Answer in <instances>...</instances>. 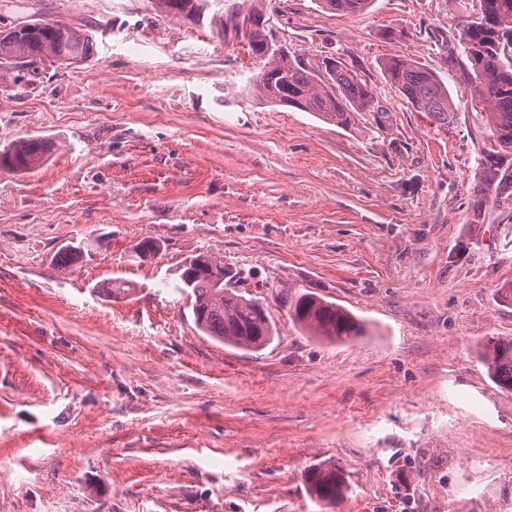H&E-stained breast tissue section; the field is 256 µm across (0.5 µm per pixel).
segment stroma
I'll list each match as a JSON object with an SVG mask.
<instances>
[{"label": "stroma", "instance_id": "35a3bbf8", "mask_svg": "<svg viewBox=\"0 0 512 512\" xmlns=\"http://www.w3.org/2000/svg\"><path fill=\"white\" fill-rule=\"evenodd\" d=\"M314 64L355 70L385 114L342 127L248 95L258 70L202 20L154 0H0V23L87 29L84 63L0 94V151L54 143L38 170L0 169V512H320L304 472L342 465L337 512H512V391L478 357L512 337V215L472 223L487 113L458 40L465 0H234ZM419 61L456 111L435 129L382 68ZM151 259H133L144 239ZM69 245L81 257L58 268ZM224 262L265 305L247 353L195 326L184 260ZM134 285L124 299L102 284ZM314 292L365 336L303 335L281 297ZM318 2L326 9L344 15L360 16L367 11L371 0H320Z\"/></svg>", "mask_w": 512, "mask_h": 512}]
</instances>
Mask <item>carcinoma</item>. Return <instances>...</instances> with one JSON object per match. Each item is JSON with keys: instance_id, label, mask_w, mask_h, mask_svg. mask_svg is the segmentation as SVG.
<instances>
[{"instance_id": "carcinoma-1", "label": "carcinoma", "mask_w": 512, "mask_h": 512, "mask_svg": "<svg viewBox=\"0 0 512 512\" xmlns=\"http://www.w3.org/2000/svg\"><path fill=\"white\" fill-rule=\"evenodd\" d=\"M371 0H320L323 7L344 15L364 14ZM474 18L458 23L459 41L471 64L465 78L472 88L471 102L487 111L489 133L482 149L481 173L474 187L472 223H483L485 208L512 210V0H477ZM160 12L187 19L200 17L208 0H156ZM222 35L243 39L259 60L249 86L258 100L292 106L341 126L354 123L361 112L379 108L374 92L357 72L337 63L320 67L277 50L267 37L261 10L250 12L231 6L219 17ZM93 51V37L83 28L61 21L18 28H0V87L16 81L12 61L36 68L51 61L60 66L80 65ZM384 71L399 93L417 112H424L442 132L453 129L455 105L441 79L411 58L392 57ZM53 146L40 138L16 142L3 156L13 159L11 170H36L46 162ZM224 263L210 256L201 265L190 262L179 275L178 289L193 299L197 328L212 339L245 351L269 346L275 327L255 297L247 298L226 287ZM292 322L301 332L322 341L346 343L364 335V323L339 304L313 292L285 296ZM491 380L512 390V338L492 337L479 350ZM309 496L322 508L335 509L347 497L344 470L334 461H319L304 474Z\"/></svg>"}]
</instances>
